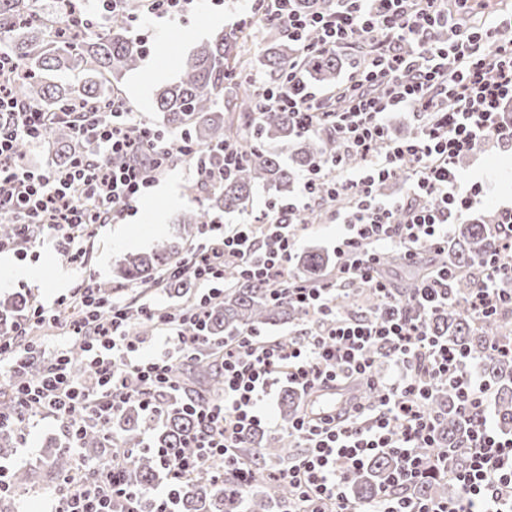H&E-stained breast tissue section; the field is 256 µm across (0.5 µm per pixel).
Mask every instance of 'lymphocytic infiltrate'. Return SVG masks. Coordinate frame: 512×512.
Returning a JSON list of instances; mask_svg holds the SVG:
<instances>
[{
  "mask_svg": "<svg viewBox=\"0 0 512 512\" xmlns=\"http://www.w3.org/2000/svg\"><path fill=\"white\" fill-rule=\"evenodd\" d=\"M294 0H273L268 13L306 54L336 53L361 42L371 55L355 60L338 96L297 89L293 75L262 89L264 105L289 113L297 129L319 126L336 133V151L301 176L297 196L269 203L264 230L255 224L205 225L189 260L173 276L191 275L202 291L187 309L143 304L146 320L165 327L167 350L141 355L120 301L103 303L91 281L77 288L83 314L70 321L69 343L84 353L86 374H74L66 351L52 357L23 348L33 326L59 322L60 311L31 306L11 337L0 336V374L14 380L15 410L0 413V429L37 414L56 419L70 451H78L89 427L104 425L131 401L157 412L161 394L178 391L173 374L203 350L219 349L224 394L219 401L188 399L185 411L197 425L194 457L168 468L169 485L213 461L245 479L238 450L247 434L265 422L260 406L273 385L286 380L305 399V410L288 424L300 451L275 473L286 486L292 512H512V434L492 427L489 385L476 383L481 358L432 335L430 315L452 305L448 270L430 271L416 290L414 307L399 304L391 282L376 269L379 255L396 251L416 263L421 246L444 251L454 226L466 223L487 194L486 184L463 182L456 161L481 145L512 150V124L501 114L512 103V15H490L462 32L485 0H337L333 8L295 10ZM451 30L440 41L437 30ZM20 68L0 50V219L14 224L13 243L22 248L35 233L51 230L68 261H79L81 236L130 209L167 166L162 136L121 106L81 113L73 129L89 151L64 168L38 171L16 159L18 140H42L51 115L15 100L9 86ZM410 110L418 123L410 139L393 140L386 112ZM361 165L351 169L348 156ZM402 176L406 195L390 199L379 184ZM327 209L343 225L337 240L334 280L303 282L291 258L298 241L293 224L302 214ZM498 235L477 260V285L466 298L474 321L512 304L501 287L512 280V207L494 213ZM238 267L249 279L270 286L272 297L288 295L310 317L288 340H263L247 332L221 342L205 332L209 303L224 294V271ZM361 278L376 296L372 310L343 313L336 298L346 283ZM401 367L399 378L379 372L380 363ZM451 387L471 427V465L452 473L455 497L413 500L382 489L358 503L348 494L352 474L371 457L397 460L395 478L410 482L423 473L421 449L432 447L436 422L426 412L433 381ZM359 385L362 395L340 407L318 408V394L336 385ZM373 392L374 401L363 398ZM140 491L122 481L118 461L83 462L59 490L55 512H138Z\"/></svg>",
  "mask_w": 512,
  "mask_h": 512,
  "instance_id": "1",
  "label": "lymphocytic infiltrate"
}]
</instances>
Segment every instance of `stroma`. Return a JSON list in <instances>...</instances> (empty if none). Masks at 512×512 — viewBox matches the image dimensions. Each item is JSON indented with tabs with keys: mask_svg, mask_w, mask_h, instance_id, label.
<instances>
[{
	"mask_svg": "<svg viewBox=\"0 0 512 512\" xmlns=\"http://www.w3.org/2000/svg\"><path fill=\"white\" fill-rule=\"evenodd\" d=\"M251 0H192L188 11L180 15L152 18L139 32L147 45V54L136 71L128 73L120 83L127 106L146 124H154L160 114L155 108V92L160 85L177 80L182 62L194 48L217 32L234 27L251 10ZM462 180H487L490 196L475 212L484 220L502 205L512 204V152L488 147L460 159ZM199 180L193 164L174 161L161 173L150 193L134 203L124 216L107 224H98L83 242L84 265L72 264L56 250L51 232L19 254L0 246V300L15 294L32 302L50 304L61 297H71L82 278H93L105 284L112 299L133 305L152 300L162 307L184 308L191 305L194 294L172 296L166 290L136 288L118 283L112 270L128 253L161 246L178 226L175 219L186 211L198 209L201 195L193 189ZM33 270L35 279L17 278V269ZM65 276V287H58V276ZM10 453L0 457V464L12 469L39 467L40 477L9 505L11 512H51V494L55 483L48 462L53 448L65 445L67 439L60 424L53 419H30L22 429L5 431Z\"/></svg>",
	"mask_w": 512,
	"mask_h": 512,
	"instance_id": "1",
	"label": "stroma"
}]
</instances>
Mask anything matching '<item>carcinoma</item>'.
<instances>
[{"label": "carcinoma", "instance_id": "1", "mask_svg": "<svg viewBox=\"0 0 512 512\" xmlns=\"http://www.w3.org/2000/svg\"><path fill=\"white\" fill-rule=\"evenodd\" d=\"M137 0H101L100 11L106 21L105 30L91 35L88 15L76 20L70 15L47 14L40 0H0V42H5L12 57L22 62V73L13 83V94L18 102L58 112L47 137L54 141L56 163L63 165L85 153V147L73 132L76 119L71 106L78 102L94 103L105 110L114 102H124L120 89L122 76L136 69L145 57L141 42L130 34V14ZM66 29L63 36L48 37L51 30ZM268 45L260 57L246 58L247 36L244 28L220 31L210 41L200 45L183 65L178 83L158 89L156 108L162 113L161 135L177 130L189 133L193 144L203 151L207 166L223 163L224 142L241 144L246 157L235 175L214 186L204 198L203 209L183 214L180 224H204L209 213H233L247 210L256 186L271 191L274 201L288 199L294 191L298 175L316 160L335 151L333 130L323 126L313 132L298 131L288 119V113L263 107L259 89L242 74L261 66L268 77L267 85L274 86L294 67L297 84L317 83L329 90L340 88V74L345 60L334 53L306 55L298 44L283 37L281 27L268 23ZM85 72L82 86L63 85L47 80V75L60 71ZM493 225L464 224L448 240V252L436 257L434 265H448L452 278L448 288L455 303L430 318L435 335L443 341L463 344L474 353H482L491 336H509L512 308L475 323L464 307V299L479 277L475 260L489 246ZM188 239L182 235L157 250L130 253L114 269L116 280L149 288L163 285L177 293L187 294L195 287L194 279L169 276L171 268L182 260V252L189 250ZM299 276L306 282L324 281L326 271L333 265L332 256L321 250H308L299 259ZM427 266H420L414 275L395 290L396 298L413 304L415 282L423 278ZM224 299L208 307L207 328L216 340L237 336L258 324H278L299 321L305 317L288 297L278 300L270 297L265 286L226 270ZM370 292L368 286L356 279L350 289L337 299V307L351 312L359 297ZM30 306L25 296H14L0 304V333L11 332L21 313ZM486 381L495 393V421L499 430L512 432V362L489 357L482 363ZM195 370L210 380L208 398L217 399L223 383L214 372L208 357L195 360ZM163 409L160 420L143 411L136 402L128 403L112 416L101 429L92 428L83 439V448L95 455L106 447V437L114 438L132 452L130 466L123 472V481L130 487L144 490L139 512H157L158 504L146 493L164 470L156 452L162 448L170 460L196 454L192 443L197 434L195 422L184 412L182 400L171 394L159 396ZM438 420L435 447L429 448L425 461L427 476L394 489L400 497L427 499L443 497L448 493V472L435 469L437 456H449L451 470L460 472L467 467L470 449L468 425L458 410L456 394L448 386L437 383L427 404ZM154 427L155 449L141 447L142 427ZM296 452L284 438H267L261 430L255 431L239 449V455L251 470L245 482L229 481L224 486L216 483L218 470L206 467L174 488L170 508L174 512H288V489L276 483L267 473L268 463L283 460ZM391 455L370 460L354 475L350 483L351 495L358 501L372 498L379 488L390 483L396 468ZM55 478L69 475L73 458L65 447L56 449L50 464ZM33 468L16 470L10 476L11 489L17 491L34 482Z\"/></svg>", "mask_w": 512, "mask_h": 512}]
</instances>
